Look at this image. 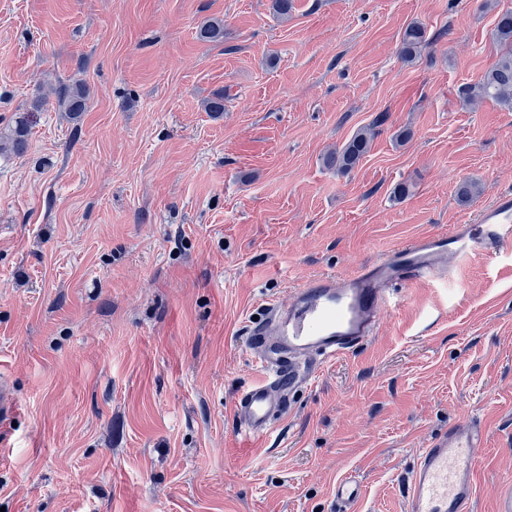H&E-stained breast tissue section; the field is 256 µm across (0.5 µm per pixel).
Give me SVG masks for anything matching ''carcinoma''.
I'll use <instances>...</instances> for the list:
<instances>
[{
    "instance_id": "obj_1",
    "label": "carcinoma",
    "mask_w": 512,
    "mask_h": 512,
    "mask_svg": "<svg viewBox=\"0 0 512 512\" xmlns=\"http://www.w3.org/2000/svg\"><path fill=\"white\" fill-rule=\"evenodd\" d=\"M425 29L420 24L408 25L402 35V54L412 57L416 49L425 41ZM199 37L209 42L224 41V23L209 21L199 30ZM495 38L507 47L496 64L487 70L477 83L465 91V98L472 101L479 97H488L504 107L512 109V11L499 15L495 26ZM57 109L73 121L78 120L87 111L89 91L83 83H60L53 88ZM29 118L23 113L18 116L10 129V134L0 135V152L8 149L22 152L27 145ZM376 135V126L371 125L356 132L341 148L332 152L326 162L341 172L351 171L368 152L370 141Z\"/></svg>"
}]
</instances>
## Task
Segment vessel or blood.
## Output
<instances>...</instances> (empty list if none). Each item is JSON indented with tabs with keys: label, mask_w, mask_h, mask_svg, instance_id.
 <instances>
[{
	"label": "vessel or blood",
	"mask_w": 512,
	"mask_h": 512,
	"mask_svg": "<svg viewBox=\"0 0 512 512\" xmlns=\"http://www.w3.org/2000/svg\"><path fill=\"white\" fill-rule=\"evenodd\" d=\"M510 249L511 185L453 233L410 239L350 275L312 278L287 303L270 305L266 318L249 332L263 377L235 398L240 433L269 436L275 419L288 413L293 394L303 384L327 362L364 345L394 304L393 285L439 280L447 275L448 259L494 257ZM484 437L482 422L469 416L431 438L418 452L406 512H471L476 450ZM362 496L361 483L352 477L342 478L334 488L339 512H355Z\"/></svg>",
	"instance_id": "1"
}]
</instances>
